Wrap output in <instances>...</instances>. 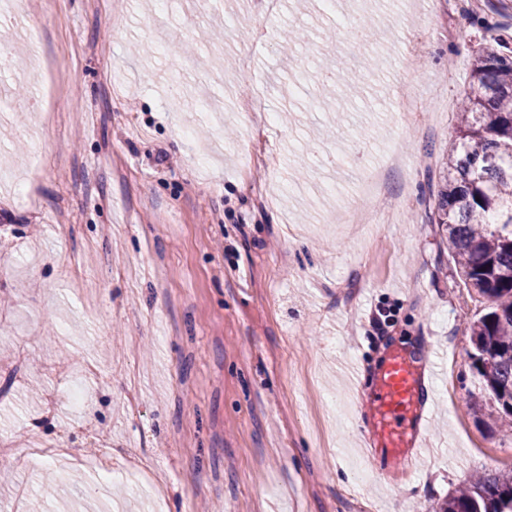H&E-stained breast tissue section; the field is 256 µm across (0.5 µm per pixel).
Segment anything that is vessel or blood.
<instances>
[{
	"mask_svg": "<svg viewBox=\"0 0 512 512\" xmlns=\"http://www.w3.org/2000/svg\"><path fill=\"white\" fill-rule=\"evenodd\" d=\"M433 357L388 343L383 357L361 384L367 405L365 453L370 461L406 464L418 458L428 442L425 423L433 388Z\"/></svg>",
	"mask_w": 512,
	"mask_h": 512,
	"instance_id": "b4317fda",
	"label": "vessel or blood"
}]
</instances>
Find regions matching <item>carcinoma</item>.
Instances as JSON below:
<instances>
[{"label": "carcinoma", "mask_w": 512, "mask_h": 512, "mask_svg": "<svg viewBox=\"0 0 512 512\" xmlns=\"http://www.w3.org/2000/svg\"><path fill=\"white\" fill-rule=\"evenodd\" d=\"M470 77L431 223L441 225L465 284L489 301L470 326V359L491 415L512 425V36L476 49ZM440 512H512V474L483 471Z\"/></svg>", "instance_id": "cac0c4a2"}]
</instances>
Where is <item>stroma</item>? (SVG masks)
Here are the masks:
<instances>
[{"mask_svg": "<svg viewBox=\"0 0 512 512\" xmlns=\"http://www.w3.org/2000/svg\"><path fill=\"white\" fill-rule=\"evenodd\" d=\"M507 2L5 0L0 512H439L512 471L474 405L488 302L428 219L457 141L439 104L512 34ZM243 93L271 116L258 184ZM394 142L372 225L350 223ZM386 337L443 354L431 446L393 481L354 385Z\"/></svg>", "mask_w": 512, "mask_h": 512, "instance_id": "stroma-1", "label": "stroma"}]
</instances>
